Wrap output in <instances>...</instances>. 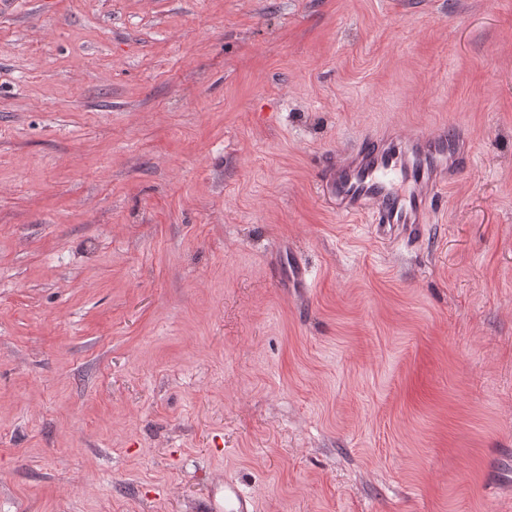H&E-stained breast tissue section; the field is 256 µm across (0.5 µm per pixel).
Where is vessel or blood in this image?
<instances>
[{"label":"vessel or blood","instance_id":"vessel-or-blood-1","mask_svg":"<svg viewBox=\"0 0 512 512\" xmlns=\"http://www.w3.org/2000/svg\"><path fill=\"white\" fill-rule=\"evenodd\" d=\"M467 150L444 128L369 137L323 173L317 190L341 214L368 216L380 242L401 240L429 223L436 201L448 192L449 171ZM205 512H255V507L248 493L228 482L221 503Z\"/></svg>","mask_w":512,"mask_h":512}]
</instances>
